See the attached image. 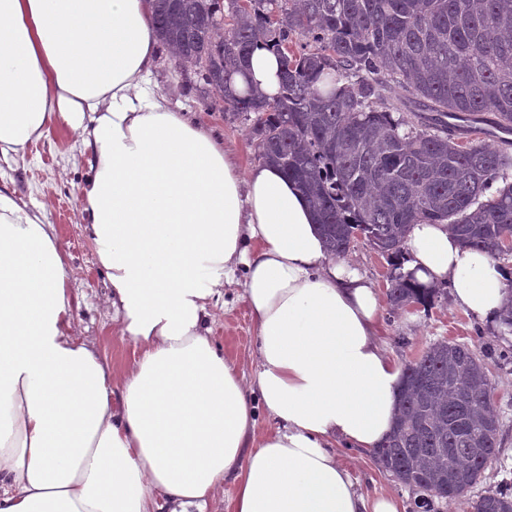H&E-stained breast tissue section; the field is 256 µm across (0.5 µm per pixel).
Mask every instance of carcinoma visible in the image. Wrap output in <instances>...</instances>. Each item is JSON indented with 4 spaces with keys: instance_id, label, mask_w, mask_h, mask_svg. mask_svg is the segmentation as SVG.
Wrapping results in <instances>:
<instances>
[{
    "instance_id": "cac0c4a2",
    "label": "carcinoma",
    "mask_w": 512,
    "mask_h": 512,
    "mask_svg": "<svg viewBox=\"0 0 512 512\" xmlns=\"http://www.w3.org/2000/svg\"><path fill=\"white\" fill-rule=\"evenodd\" d=\"M157 0L156 29L197 72L210 109L250 122L258 156L276 163L316 209L328 252L363 239L391 256L414 224H446L494 258L512 239V0ZM235 14L230 28L220 26ZM260 40L283 56L279 93L226 94ZM398 87L404 94L390 95ZM408 276L391 277L394 309L425 305ZM401 416L380 448L383 469L415 508L458 501L498 458L487 364L469 345L430 344L403 368ZM512 512V480L470 502Z\"/></svg>"
}]
</instances>
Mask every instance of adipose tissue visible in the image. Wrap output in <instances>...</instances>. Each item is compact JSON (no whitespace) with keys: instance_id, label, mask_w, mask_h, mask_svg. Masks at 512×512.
<instances>
[{"instance_id":"ef3b65f1","label":"adipose tissue","mask_w":512,"mask_h":512,"mask_svg":"<svg viewBox=\"0 0 512 512\" xmlns=\"http://www.w3.org/2000/svg\"><path fill=\"white\" fill-rule=\"evenodd\" d=\"M153 0H0V159L63 120L90 175L80 220L105 270L118 371L77 341L53 225L0 190V512H404L360 493L337 445L391 433L401 366L377 339L376 288L329 256L274 166L241 169L209 127L158 94ZM260 42L231 86L280 90ZM393 261L418 289L498 324L512 266L413 225ZM242 283L252 383L212 339L209 308ZM274 426L259 430L258 412Z\"/></svg>"}]
</instances>
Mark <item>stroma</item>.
<instances>
[{
    "label": "stroma",
    "instance_id": "stroma-1",
    "mask_svg": "<svg viewBox=\"0 0 512 512\" xmlns=\"http://www.w3.org/2000/svg\"><path fill=\"white\" fill-rule=\"evenodd\" d=\"M152 80L158 93L180 103L185 111L195 113L201 122L215 127L236 150L242 167L258 162V150L248 136L247 124L233 115L208 111L198 99L193 72L183 71L171 52L162 51ZM87 177L88 167L80 153L79 139L61 121L53 122L40 142L28 145L13 160L0 162V188L14 191L26 202L44 207L48 222L56 228L70 288L79 300L74 317L80 338L93 343L113 366L122 369L132 364L137 353L133 343L112 333V312L104 304L110 283L98 267L92 245L80 224L79 194ZM346 261L365 275L378 291H386L394 272L388 256L361 241L349 252ZM241 293L237 285L226 289L223 303L211 309L212 327L217 345L238 363L245 379L249 380L255 373L256 333ZM379 335L389 354L401 364L442 338L472 345L481 336L499 350L512 351V333L497 325L476 322L455 307L446 292L425 307L394 312L382 309ZM489 375L494 387V405L502 416L499 459L488 464L468 500L439 504V512H470L469 499L477 498L500 481V465L512 467V360L490 361ZM337 452L351 466L362 493L372 497L390 495L400 499L404 506L412 505V492L383 470L373 457H358L343 446L338 447Z\"/></svg>",
    "mask_w": 512,
    "mask_h": 512
}]
</instances>
